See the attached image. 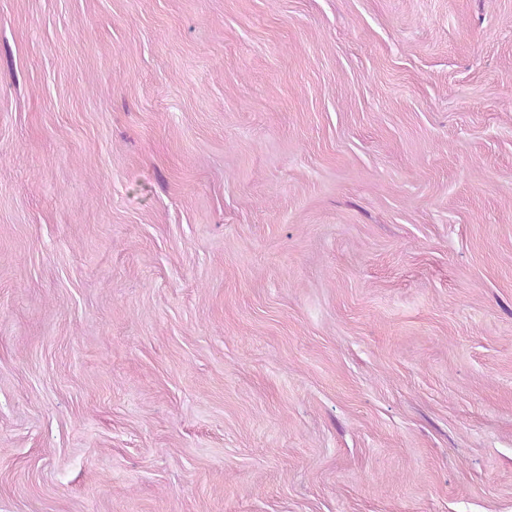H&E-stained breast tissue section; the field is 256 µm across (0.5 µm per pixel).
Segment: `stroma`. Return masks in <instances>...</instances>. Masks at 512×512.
I'll list each match as a JSON object with an SVG mask.
<instances>
[{
  "mask_svg": "<svg viewBox=\"0 0 512 512\" xmlns=\"http://www.w3.org/2000/svg\"><path fill=\"white\" fill-rule=\"evenodd\" d=\"M0 512H512V0H0Z\"/></svg>",
  "mask_w": 512,
  "mask_h": 512,
  "instance_id": "1",
  "label": "stroma"
}]
</instances>
